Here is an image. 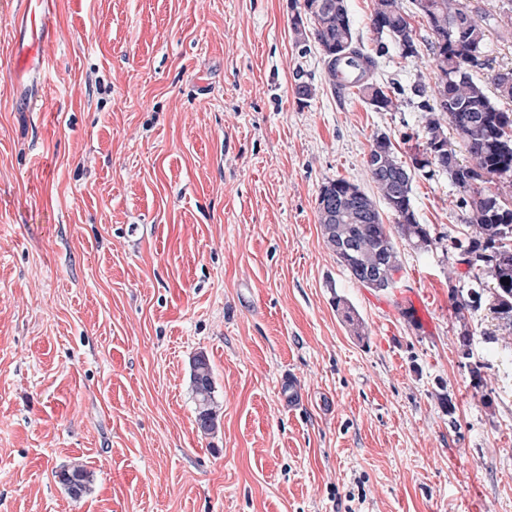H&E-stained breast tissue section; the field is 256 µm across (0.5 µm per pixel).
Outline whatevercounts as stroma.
Listing matches in <instances>:
<instances>
[{
    "mask_svg": "<svg viewBox=\"0 0 512 512\" xmlns=\"http://www.w3.org/2000/svg\"><path fill=\"white\" fill-rule=\"evenodd\" d=\"M465 2L488 19L487 85L512 68V0ZM301 4L50 0L17 75L0 0V512H512V330L449 298L471 285L450 174L414 176L432 244L397 240L396 287L351 280L317 220L327 180L375 194V137L403 155L422 128L429 27L404 0L419 54L381 58L374 82L401 93L379 112L329 84ZM74 463L93 474L77 500L56 477ZM191 389L195 397V422L203 434L214 432L217 427L218 414L214 403L213 371L208 357L199 352L191 361Z\"/></svg>",
    "mask_w": 512,
    "mask_h": 512,
    "instance_id": "obj_1",
    "label": "stroma"
}]
</instances>
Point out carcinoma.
<instances>
[{
  "instance_id": "carcinoma-1",
  "label": "carcinoma",
  "mask_w": 512,
  "mask_h": 512,
  "mask_svg": "<svg viewBox=\"0 0 512 512\" xmlns=\"http://www.w3.org/2000/svg\"><path fill=\"white\" fill-rule=\"evenodd\" d=\"M414 2L431 31L438 72V95L427 106L424 125L408 136L422 151L409 165L398 156L389 137L378 136L365 166L379 198L394 216L398 236L417 250L428 249L432 238L412 205L414 170L428 168L432 173L450 174L464 194L461 204L469 208L467 223L475 228L464 247L475 286L465 291L452 289L451 300L458 310H475L485 302L496 319L512 328V207L500 194L474 187L477 181L512 184V110L497 106L471 74L487 49L485 18L469 10L463 0ZM302 9L320 47L328 82L334 85L341 76L349 78L374 109L395 107V90L381 86L376 94H370L375 86L370 75L379 58L388 53L387 38L400 57L418 55L416 31L403 0H374L370 22L377 47L371 50L355 37L346 0H303ZM302 16L295 17L294 30L305 38ZM449 128L464 147L462 158L448 138ZM352 187L345 178L330 179L321 186L319 198L342 205L334 212L317 206L324 243L356 283L363 286L369 277L385 282L402 269L399 251L383 224L377 201L366 194L354 198ZM487 278L493 287H484ZM190 383L198 430L210 434L217 427L218 414L212 367L202 352L192 358ZM58 479L67 493L78 499L89 491L92 473L73 465L60 470Z\"/></svg>"
}]
</instances>
